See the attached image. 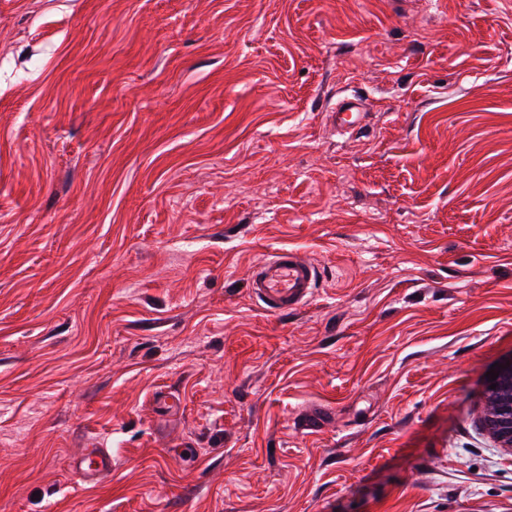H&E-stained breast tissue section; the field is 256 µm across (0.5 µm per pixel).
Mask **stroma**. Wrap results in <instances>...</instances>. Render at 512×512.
<instances>
[{
    "mask_svg": "<svg viewBox=\"0 0 512 512\" xmlns=\"http://www.w3.org/2000/svg\"><path fill=\"white\" fill-rule=\"evenodd\" d=\"M509 359L512 0H0V512H512ZM362 104L355 97H344L336 103L331 113L333 124L340 129L348 128L361 120ZM314 281V268L300 253L280 249L254 266L250 288L268 310L278 312L301 306ZM499 376L490 381L486 390L487 411L485 425L503 448L512 451V359L498 370ZM496 384L495 389L490 385ZM70 467L85 483H97L112 473V453L95 442L70 462Z\"/></svg>",
    "mask_w": 512,
    "mask_h": 512,
    "instance_id": "1",
    "label": "stroma"
}]
</instances>
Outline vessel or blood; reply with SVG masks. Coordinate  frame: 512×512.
<instances>
[{"label": "vessel or blood", "mask_w": 512, "mask_h": 512, "mask_svg": "<svg viewBox=\"0 0 512 512\" xmlns=\"http://www.w3.org/2000/svg\"><path fill=\"white\" fill-rule=\"evenodd\" d=\"M361 115L359 100L345 97L337 102L331 119L344 129L360 121ZM314 281V269L300 253L282 249L254 266L250 286L268 310L278 312L301 306L309 298ZM70 466L83 482L95 483L111 474L112 455L108 449L92 443Z\"/></svg>", "instance_id": "1"}]
</instances>
